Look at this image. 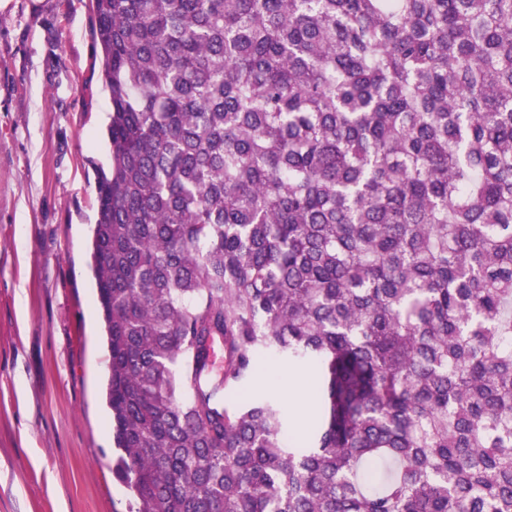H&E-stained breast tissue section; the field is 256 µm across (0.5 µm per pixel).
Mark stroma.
I'll return each instance as SVG.
<instances>
[{
  "label": "stroma",
  "mask_w": 512,
  "mask_h": 512,
  "mask_svg": "<svg viewBox=\"0 0 512 512\" xmlns=\"http://www.w3.org/2000/svg\"><path fill=\"white\" fill-rule=\"evenodd\" d=\"M92 0H0V512H129L90 264L111 102Z\"/></svg>",
  "instance_id": "1"
}]
</instances>
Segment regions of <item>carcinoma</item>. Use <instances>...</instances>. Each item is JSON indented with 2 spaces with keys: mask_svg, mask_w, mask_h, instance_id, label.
Listing matches in <instances>:
<instances>
[{
  "mask_svg": "<svg viewBox=\"0 0 512 512\" xmlns=\"http://www.w3.org/2000/svg\"><path fill=\"white\" fill-rule=\"evenodd\" d=\"M91 266L129 512H512V0H94ZM266 358L312 367L286 437Z\"/></svg>",
  "mask_w": 512,
  "mask_h": 512,
  "instance_id": "carcinoma-1",
  "label": "carcinoma"
}]
</instances>
